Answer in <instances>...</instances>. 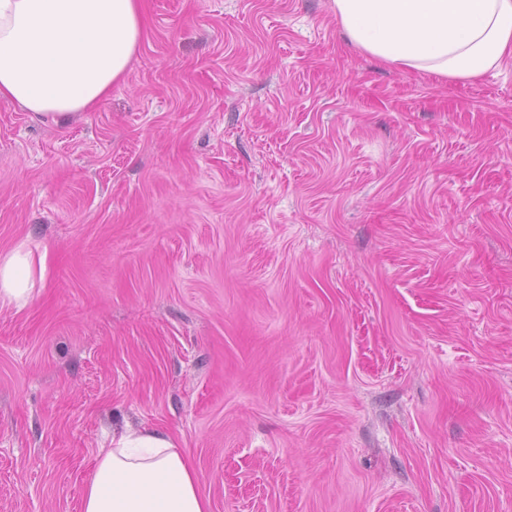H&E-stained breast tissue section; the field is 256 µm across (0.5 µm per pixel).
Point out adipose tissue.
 Returning <instances> with one entry per match:
<instances>
[{
  "label": "adipose tissue",
  "instance_id": "obj_1",
  "mask_svg": "<svg viewBox=\"0 0 512 512\" xmlns=\"http://www.w3.org/2000/svg\"><path fill=\"white\" fill-rule=\"evenodd\" d=\"M358 50L400 68L465 80L512 58V0H333ZM143 33L141 0H0V98L45 118L98 105ZM28 257L0 258V300L32 294ZM82 512H211L197 473L154 427L113 433L85 484Z\"/></svg>",
  "mask_w": 512,
  "mask_h": 512
}]
</instances>
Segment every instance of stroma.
Here are the masks:
<instances>
[{
  "label": "stroma",
  "mask_w": 512,
  "mask_h": 512,
  "mask_svg": "<svg viewBox=\"0 0 512 512\" xmlns=\"http://www.w3.org/2000/svg\"><path fill=\"white\" fill-rule=\"evenodd\" d=\"M122 81L0 100V512H81L112 432L211 512H512V60L384 64L332 0H145ZM32 288V268L26 255L13 251L0 258V299L4 303L28 301Z\"/></svg>",
  "instance_id": "35a3bbf8"
}]
</instances>
